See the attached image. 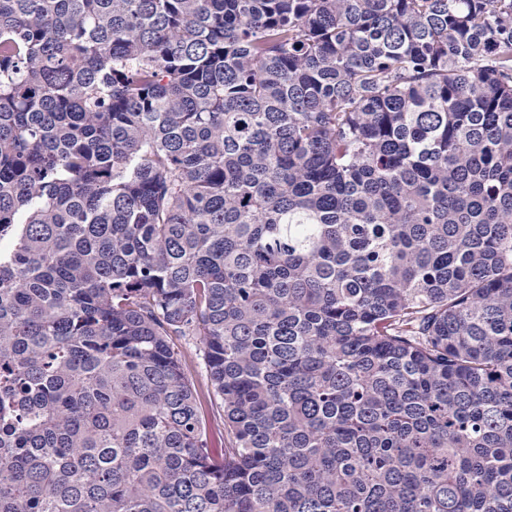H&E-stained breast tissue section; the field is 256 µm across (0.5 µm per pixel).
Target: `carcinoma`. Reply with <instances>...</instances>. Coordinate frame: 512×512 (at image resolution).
Returning <instances> with one entry per match:
<instances>
[{"label": "carcinoma", "instance_id": "obj_1", "mask_svg": "<svg viewBox=\"0 0 512 512\" xmlns=\"http://www.w3.org/2000/svg\"><path fill=\"white\" fill-rule=\"evenodd\" d=\"M6 238L0 512H512V0H0ZM175 347L185 362L187 372L198 392L204 396L202 414L212 448H224V412L215 400L206 379L199 341L193 338H176Z\"/></svg>", "mask_w": 512, "mask_h": 512}]
</instances>
